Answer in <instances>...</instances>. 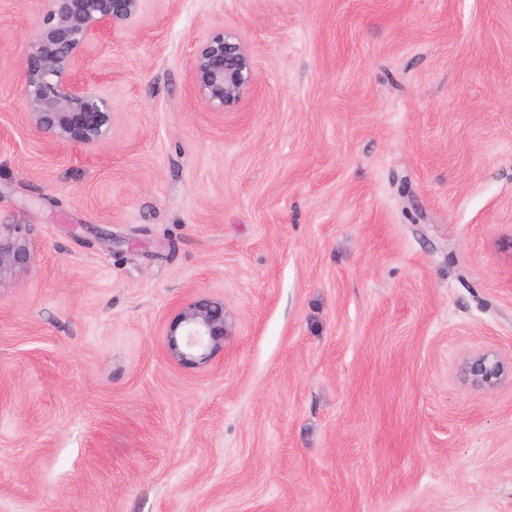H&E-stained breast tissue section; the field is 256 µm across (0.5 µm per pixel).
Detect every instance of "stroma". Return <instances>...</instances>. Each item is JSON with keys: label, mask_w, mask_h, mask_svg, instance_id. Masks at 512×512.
I'll use <instances>...</instances> for the list:
<instances>
[{"label": "stroma", "mask_w": 512, "mask_h": 512, "mask_svg": "<svg viewBox=\"0 0 512 512\" xmlns=\"http://www.w3.org/2000/svg\"><path fill=\"white\" fill-rule=\"evenodd\" d=\"M41 10L0 0V512H512V0H145L81 149L22 116ZM220 29L255 80L214 112ZM194 89L215 111L235 104L254 80L248 53L240 40L224 30L199 49L192 69ZM27 259L25 243L14 241L7 245L0 242V276L4 272L11 271L15 266L22 264ZM227 327L222 300L184 299L163 331L166 354L180 364L207 366L224 350ZM505 373L499 357L491 352H481L471 357L465 366V375L475 387H492Z\"/></svg>", "instance_id": "1"}]
</instances>
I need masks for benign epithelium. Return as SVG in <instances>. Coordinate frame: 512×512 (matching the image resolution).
<instances>
[{"instance_id": "benign-epithelium-1", "label": "benign epithelium", "mask_w": 512, "mask_h": 512, "mask_svg": "<svg viewBox=\"0 0 512 512\" xmlns=\"http://www.w3.org/2000/svg\"><path fill=\"white\" fill-rule=\"evenodd\" d=\"M145 0H44L34 36L14 73L28 122L52 143L78 148L97 144L112 126V103L79 77L80 57L93 40L127 28ZM194 89L215 111L235 104L254 80L248 53L231 33L211 35L192 69ZM27 259L26 245L0 243V275ZM224 301L182 300L163 331L167 356L196 367L209 365L224 350ZM505 373L499 357H471L465 375L475 387H492Z\"/></svg>"}]
</instances>
